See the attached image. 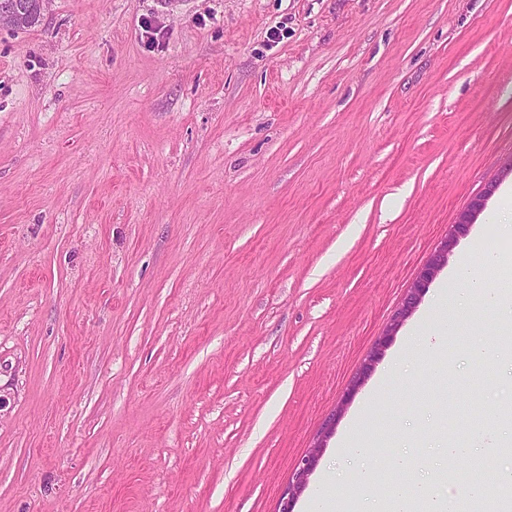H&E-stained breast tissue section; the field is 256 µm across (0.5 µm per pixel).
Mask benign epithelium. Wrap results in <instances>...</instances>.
I'll return each instance as SVG.
<instances>
[{
    "mask_svg": "<svg viewBox=\"0 0 512 512\" xmlns=\"http://www.w3.org/2000/svg\"><path fill=\"white\" fill-rule=\"evenodd\" d=\"M21 11L22 4L18 2V0H3V2L0 3V26H15ZM496 187L497 182L493 181L489 183L485 187L484 192L474 198L469 207L459 214L456 222L449 226L448 234L441 240L427 262L419 269L411 286L407 288L389 329H387L385 334L375 343L361 370L349 384L347 395H352L363 383L367 373L379 359V356L382 355L390 336L394 335L397 327L413 313L421 302L426 288L429 287V284L447 263L449 252L456 245L458 239L467 234L474 216L484 208L485 201L494 193ZM321 448H323V444H315L308 454L298 463L292 477V482L288 486V492L281 499L278 512H293L294 500L305 487L308 475L313 470Z\"/></svg>",
    "mask_w": 512,
    "mask_h": 512,
    "instance_id": "7a95c632",
    "label": "benign epithelium"
}]
</instances>
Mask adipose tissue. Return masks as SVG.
<instances>
[{"label": "adipose tissue", "mask_w": 512, "mask_h": 512, "mask_svg": "<svg viewBox=\"0 0 512 512\" xmlns=\"http://www.w3.org/2000/svg\"><path fill=\"white\" fill-rule=\"evenodd\" d=\"M478 303L503 321L504 333H512V288L487 287L483 278L473 273V256L470 252L458 255L448 281L433 296L431 316L456 320L467 303ZM393 512H415L418 502H426L427 512H449L447 497L438 494L427 483L405 481L391 490Z\"/></svg>", "instance_id": "adipose-tissue-1"}]
</instances>
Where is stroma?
Returning a JSON list of instances; mask_svg holds the SVG:
<instances>
[{
  "instance_id": "obj_1",
  "label": "stroma",
  "mask_w": 512,
  "mask_h": 512,
  "mask_svg": "<svg viewBox=\"0 0 512 512\" xmlns=\"http://www.w3.org/2000/svg\"><path fill=\"white\" fill-rule=\"evenodd\" d=\"M511 157L512 0H49L0 27V512H277L317 444L295 512L401 454L467 499L441 447L507 420L512 335L475 304L393 363L447 270L345 391ZM497 201L457 250L501 248ZM497 185V181L490 182L485 187L484 192L474 198L469 207L459 214L456 222L450 224L448 234L441 240L427 262L419 269L411 286L407 288L389 329H387L385 334L375 343L361 370L349 384V388L347 389L348 396H351L363 383L367 373L379 359V356L382 355L390 336L394 335L397 327L413 313L421 302L426 288L429 287V284L447 263L449 252L456 245L458 239L467 234L474 216L484 208L485 201L494 193Z\"/></svg>"
}]
</instances>
